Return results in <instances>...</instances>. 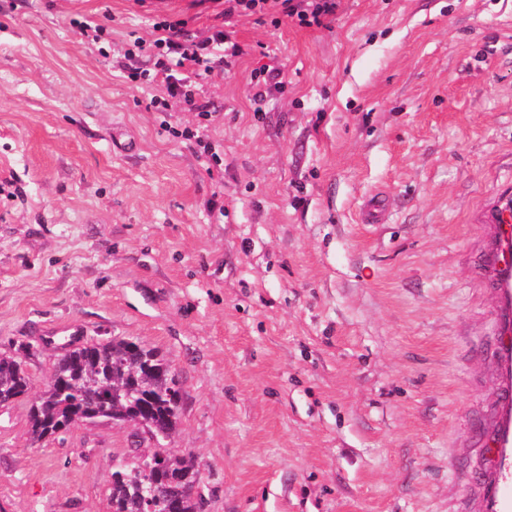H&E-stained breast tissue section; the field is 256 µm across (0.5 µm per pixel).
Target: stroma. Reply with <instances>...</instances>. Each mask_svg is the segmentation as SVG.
Instances as JSON below:
<instances>
[{
    "instance_id": "obj_1",
    "label": "stroma",
    "mask_w": 512,
    "mask_h": 512,
    "mask_svg": "<svg viewBox=\"0 0 512 512\" xmlns=\"http://www.w3.org/2000/svg\"><path fill=\"white\" fill-rule=\"evenodd\" d=\"M337 3L305 28L224 20V0H0V355L35 350L28 396L0 404V512H111L135 440L195 458L199 512H475L499 397L477 225L512 190V0ZM161 20L244 48L193 82L211 123L127 76ZM377 193L386 221L360 223ZM93 336L171 362L163 445L107 420L33 443L32 396ZM283 71L278 66H264L251 75L250 92L254 102L264 101L274 90L283 86Z\"/></svg>"
}]
</instances>
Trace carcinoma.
<instances>
[{"instance_id": "obj_1", "label": "carcinoma", "mask_w": 512, "mask_h": 512, "mask_svg": "<svg viewBox=\"0 0 512 512\" xmlns=\"http://www.w3.org/2000/svg\"><path fill=\"white\" fill-rule=\"evenodd\" d=\"M27 346L13 356H0V403L27 395ZM181 387L171 365L153 349L131 348L125 338L91 337L67 349L57 359L44 389L30 409L32 440L40 443L62 424H74L94 413L119 423L145 414L164 431L173 433L180 417ZM197 473L191 456L167 455L160 461L159 494L178 498L181 512H198V502L168 482V474ZM112 512H164L158 498L142 492L121 477L111 475Z\"/></svg>"}]
</instances>
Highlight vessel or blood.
<instances>
[{"label":"vessel or blood","instance_id":"1","mask_svg":"<svg viewBox=\"0 0 512 512\" xmlns=\"http://www.w3.org/2000/svg\"><path fill=\"white\" fill-rule=\"evenodd\" d=\"M388 215L384 196H371L363 205L366 224L383 223ZM483 262L476 271L496 299V353L504 384L497 424L489 437V477L480 494L484 512H512V198H496L481 226Z\"/></svg>","mask_w":512,"mask_h":512}]
</instances>
